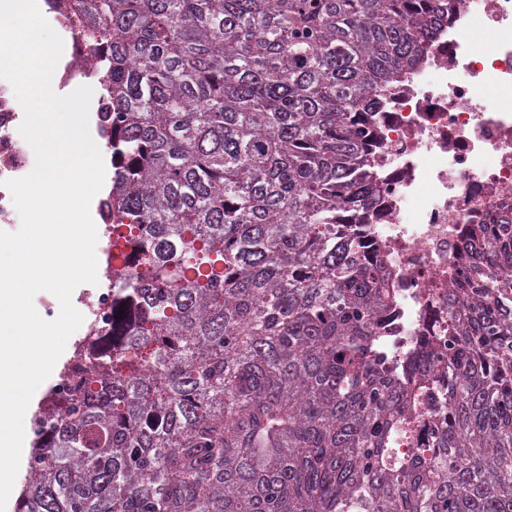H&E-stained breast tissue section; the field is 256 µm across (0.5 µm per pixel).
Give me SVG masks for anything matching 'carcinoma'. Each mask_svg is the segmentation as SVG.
<instances>
[{"instance_id":"cac0c4a2","label":"carcinoma","mask_w":512,"mask_h":512,"mask_svg":"<svg viewBox=\"0 0 512 512\" xmlns=\"http://www.w3.org/2000/svg\"><path fill=\"white\" fill-rule=\"evenodd\" d=\"M112 290L33 418L16 512H512V223L463 240L448 352L375 363L372 113L445 0H75ZM448 360V420L422 361ZM415 442L416 448L401 449Z\"/></svg>"}]
</instances>
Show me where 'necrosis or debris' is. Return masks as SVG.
I'll return each mask as SVG.
<instances>
[{"instance_id": "obj_1", "label": "necrosis or debris", "mask_w": 512, "mask_h": 512, "mask_svg": "<svg viewBox=\"0 0 512 512\" xmlns=\"http://www.w3.org/2000/svg\"><path fill=\"white\" fill-rule=\"evenodd\" d=\"M455 14L422 66L387 96L377 112L372 170L381 195L358 225L367 260L383 255L395 292V313L380 328L381 347L405 365L424 342H448V291L471 271L459 244L475 224L512 222V0H456ZM68 28L70 59L56 86L104 91L90 73L84 41ZM496 48L479 55L474 25ZM496 89L491 101L479 88ZM24 112L10 84L0 82V224L16 208L5 182L26 176L28 153L18 130Z\"/></svg>"}]
</instances>
